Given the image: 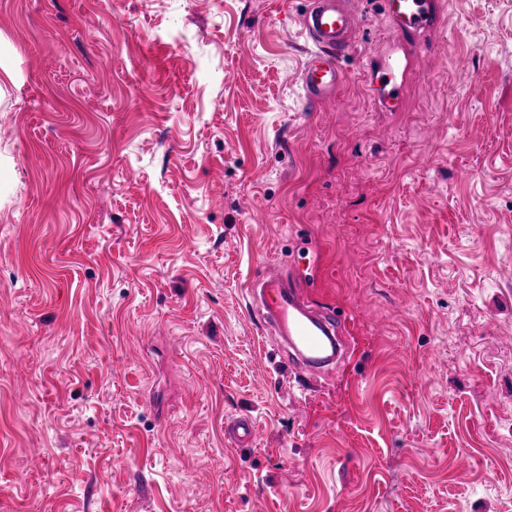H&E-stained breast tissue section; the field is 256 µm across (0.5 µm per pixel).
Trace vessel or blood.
<instances>
[{
    "instance_id": "b4317fda",
    "label": "vessel or blood",
    "mask_w": 512,
    "mask_h": 512,
    "mask_svg": "<svg viewBox=\"0 0 512 512\" xmlns=\"http://www.w3.org/2000/svg\"><path fill=\"white\" fill-rule=\"evenodd\" d=\"M391 20L390 42L404 53L385 64L377 74L384 90L381 105L394 108L402 95V79L412 72L408 52L423 32L437 29L443 22L436 0H384ZM355 0H308L301 15L304 37L314 44L300 73L306 104L316 105L336 97L346 83L344 58L358 32ZM250 307L265 326L282 336L288 347L290 365L320 371L332 366L341 354L337 337L347 335L344 324L311 298L297 282L285 280L275 263L267 262L252 273L245 290ZM228 437L235 446L251 443L256 427L250 418H238Z\"/></svg>"
}]
</instances>
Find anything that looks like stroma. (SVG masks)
<instances>
[{
	"label": "stroma",
	"mask_w": 512,
	"mask_h": 512,
	"mask_svg": "<svg viewBox=\"0 0 512 512\" xmlns=\"http://www.w3.org/2000/svg\"><path fill=\"white\" fill-rule=\"evenodd\" d=\"M446 2L389 112L378 0L315 110L306 0H0V512H512V0ZM245 293L265 326L284 338L290 366L321 371L335 364L341 354L335 336H350L349 330L301 284L285 280L275 263L258 266ZM226 434L235 446L242 447L254 440L256 427L249 417H240L231 429H226Z\"/></svg>",
	"instance_id": "35a3bbf8"
}]
</instances>
